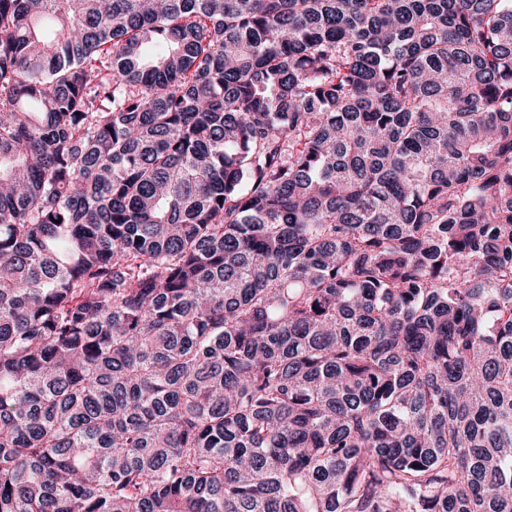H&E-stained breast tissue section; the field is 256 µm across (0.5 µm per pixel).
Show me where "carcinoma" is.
Returning <instances> with one entry per match:
<instances>
[{
	"mask_svg": "<svg viewBox=\"0 0 512 512\" xmlns=\"http://www.w3.org/2000/svg\"><path fill=\"white\" fill-rule=\"evenodd\" d=\"M0 512H512V0H0Z\"/></svg>",
	"mask_w": 512,
	"mask_h": 512,
	"instance_id": "obj_1",
	"label": "carcinoma"
}]
</instances>
